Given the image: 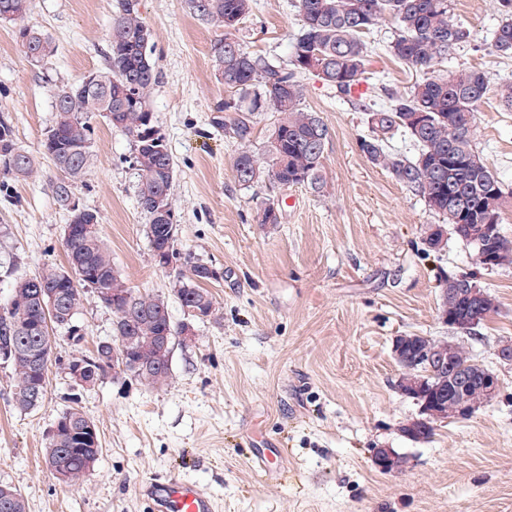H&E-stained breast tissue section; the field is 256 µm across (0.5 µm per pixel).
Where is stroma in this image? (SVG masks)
<instances>
[{"instance_id":"obj_1","label":"stroma","mask_w":512,"mask_h":512,"mask_svg":"<svg viewBox=\"0 0 512 512\" xmlns=\"http://www.w3.org/2000/svg\"><path fill=\"white\" fill-rule=\"evenodd\" d=\"M236 37L250 52L288 66L302 27L297 0H254ZM471 32L439 60L445 74L485 71L489 92L478 106L474 143L485 163L512 188V112L499 89L512 59L485 45L502 19L498 0H450ZM117 0H31L29 22L57 52L35 65L0 23V118L33 160L21 177L0 176V303L13 276H35L67 264L68 212L61 178L43 143L55 118L54 91L88 71L109 72L107 37ZM159 73L150 103L176 164L171 191L181 253L217 268L207 283L218 319L198 339L176 346L167 386L104 379L78 405L95 424L101 452L94 471L73 486L59 483L44 457L49 433L68 407L63 364L112 334V311L87 294L76 317L80 344L56 329L46 397L35 410L12 405L14 377L0 368V484L16 487L27 512H149L142 483L175 475L208 492L216 512H512V365L497 349L512 342V264L483 269L456 237L440 252L422 237L438 216L360 151L368 132L366 96L336 97L313 74L300 75L303 108L328 128L323 185L268 190L239 184L240 146L212 125L232 94L216 78L211 45L219 33L192 14L186 0H140ZM385 21L365 38L371 83L403 95L417 74L386 47ZM92 164L71 201L95 212L112 262L129 286L165 298L173 321L185 312L173 288L179 267L160 268L145 233L131 142L103 117L92 121ZM278 202L279 221L259 224L256 204ZM12 276H4V269ZM475 274L496 308L472 334L457 336L439 318V272ZM460 339L500 381L498 395L467 419L437 424L416 442L401 431L417 416L401 395L398 336ZM288 446L279 473L254 469L257 449ZM378 448L404 454L396 474L381 472Z\"/></svg>"}]
</instances>
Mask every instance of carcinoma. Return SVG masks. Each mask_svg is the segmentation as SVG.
Here are the masks:
<instances>
[{"label": "carcinoma", "mask_w": 512, "mask_h": 512, "mask_svg": "<svg viewBox=\"0 0 512 512\" xmlns=\"http://www.w3.org/2000/svg\"><path fill=\"white\" fill-rule=\"evenodd\" d=\"M31 0H0V22L15 27L16 43L35 63L52 57L55 44L46 33L25 23ZM194 15L221 32L211 51L218 80L235 92L237 99L217 106L219 112L235 116L221 124L241 150L234 161V177L247 186L288 188L306 185L322 187V159L328 129L320 116L301 106L303 86L297 79L308 72L305 54L315 52L323 65L322 81L336 96L351 95L365 81L368 47L363 36L382 20L391 17L396 35L388 52L401 63L420 70L424 78L410 93H387L389 105L365 106L370 134L359 139V149L368 160L388 172L429 211L442 217L436 225V245L447 244L445 233L471 245L474 225L486 212L500 216L509 192L487 167L473 143V124L478 104L489 89L485 72L476 68L435 73L437 60L453 47L467 42L470 32L451 12L449 0H298L303 26L291 45V68L271 64L238 41L233 34L253 11V0H188ZM503 18L493 30L490 47L495 54L512 57V0H499ZM151 31L138 5L118 0L112 17L107 47L111 73L99 74V83L80 81L56 90L55 121L47 132L44 148L55 161L63 178L57 183L60 205L68 207L71 186L91 164L93 127L96 115L125 135L136 148L133 166L138 176V199L148 216L146 235L153 257H171L181 263L176 289L181 307L197 309L201 315L192 322L215 318L213 297L201 284L219 278L213 266L177 249L170 195L176 177L173 157L160 134L150 106V95L158 83V72L148 53ZM277 114L275 127L281 133L277 150L257 155L250 150L255 113ZM410 139L417 148L409 157L389 146L395 134ZM32 170L30 157L21 152L11 127L0 120V174L26 175ZM274 200L266 198L257 207L260 224L278 223ZM94 215L86 223L71 227L66 250L71 273L50 269L42 274L45 287L58 295L60 308L52 327L66 326L76 316L88 289H97L99 300L112 309L113 336H128L132 362L144 368L132 377L146 385L164 386L171 378L168 354H159L157 341L167 334L178 336L182 323L174 322L168 304L160 297L129 286L112 265ZM448 296L441 298L440 310L455 323L467 310L458 276H440ZM11 293L25 299L22 309L12 314L8 335L0 333V347H11L7 368L14 375L12 402L20 411L39 407L45 397H31L27 386L40 380L33 359L51 341L43 306L29 296L30 285L14 278ZM439 353L450 358L458 374H475L480 365L460 342L435 340ZM68 425L49 437L45 459L55 477L75 483L93 469L98 459V435L89 431L91 421L76 407L63 412ZM0 512H26L24 497L17 489L0 484Z\"/></svg>", "instance_id": "obj_1"}]
</instances>
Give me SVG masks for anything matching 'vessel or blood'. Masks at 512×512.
<instances>
[{
	"instance_id": "b4317fda",
	"label": "vessel or blood",
	"mask_w": 512,
	"mask_h": 512,
	"mask_svg": "<svg viewBox=\"0 0 512 512\" xmlns=\"http://www.w3.org/2000/svg\"><path fill=\"white\" fill-rule=\"evenodd\" d=\"M140 493L150 512H215L214 500L207 492L175 476L152 479Z\"/></svg>"
}]
</instances>
